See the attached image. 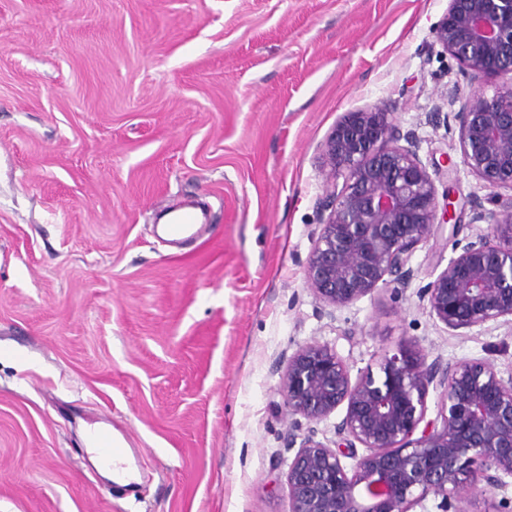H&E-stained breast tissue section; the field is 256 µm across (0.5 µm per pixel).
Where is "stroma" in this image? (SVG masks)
<instances>
[{
  "label": "stroma",
  "instance_id": "1",
  "mask_svg": "<svg viewBox=\"0 0 512 512\" xmlns=\"http://www.w3.org/2000/svg\"><path fill=\"white\" fill-rule=\"evenodd\" d=\"M448 0H0V512H288V357L359 372L412 341L512 372V330L464 336L418 290L488 192L428 116ZM398 102L452 217L386 286L328 315L304 277L344 113ZM210 221L179 245L157 215ZM138 448L116 490L82 434Z\"/></svg>",
  "mask_w": 512,
  "mask_h": 512
}]
</instances>
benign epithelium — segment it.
I'll list each match as a JSON object with an SVG mask.
<instances>
[{
  "label": "benign epithelium",
  "instance_id": "1",
  "mask_svg": "<svg viewBox=\"0 0 512 512\" xmlns=\"http://www.w3.org/2000/svg\"><path fill=\"white\" fill-rule=\"evenodd\" d=\"M433 38L471 91L462 100L458 84L446 88L430 118L446 121L443 106L460 105L453 118L462 161L494 208L477 209L473 223L487 229L457 244L419 298L451 332L512 328V196L500 193L512 191V0H449ZM394 109L383 102L346 113L321 149L327 185L304 275L332 312L392 282L407 284L412 255L448 212L416 132L395 123ZM432 388L441 389L442 405L428 421ZM281 392L288 414L308 423L288 466L289 512H412L429 496L441 512L512 507L479 508L471 493L477 482L496 490L512 477V373L487 359L431 361L405 345L382 357L379 375L368 369L354 378L335 346L312 340L288 356ZM341 406L335 439H319L318 426Z\"/></svg>",
  "mask_w": 512,
  "mask_h": 512
}]
</instances>
